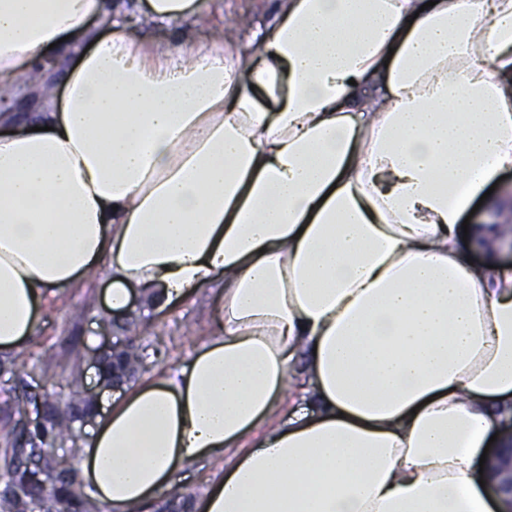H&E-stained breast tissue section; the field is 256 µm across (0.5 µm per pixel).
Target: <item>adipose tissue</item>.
<instances>
[{
    "label": "adipose tissue",
    "mask_w": 512,
    "mask_h": 512,
    "mask_svg": "<svg viewBox=\"0 0 512 512\" xmlns=\"http://www.w3.org/2000/svg\"><path fill=\"white\" fill-rule=\"evenodd\" d=\"M201 10L0 0V88L66 68L0 131V354L100 265L117 319L220 278L214 335L82 449L98 501L136 512L231 452L200 512H501L479 461L512 443V267L489 228L463 260L458 225L512 170V0H280L229 54L220 28L124 33ZM193 24V19L187 21L174 22L168 28L162 30L152 29L149 26L142 25L137 16L132 18L127 24V32L131 36H149L166 49H177L181 44V32Z\"/></svg>",
    "instance_id": "obj_1"
}]
</instances>
